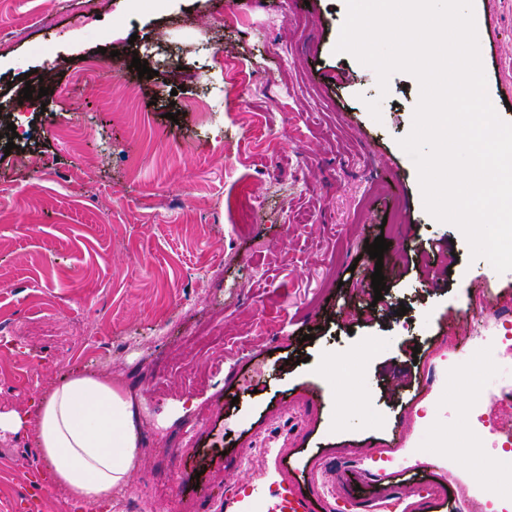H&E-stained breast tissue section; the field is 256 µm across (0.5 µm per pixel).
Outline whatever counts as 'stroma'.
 I'll use <instances>...</instances> for the list:
<instances>
[{
  "mask_svg": "<svg viewBox=\"0 0 512 512\" xmlns=\"http://www.w3.org/2000/svg\"><path fill=\"white\" fill-rule=\"evenodd\" d=\"M473 7L487 93L512 123V0ZM346 13L0 0V412L76 372L119 384L140 457L120 503L172 469L180 487L153 512H266L259 484L300 487L316 512H491L512 497V472L491 482L441 456L470 439L504 449L512 410L490 398L512 387V271L426 212L398 144L418 83L396 72L380 92L336 52ZM27 85L48 94L24 99ZM380 235L378 265L365 246ZM481 282L497 306L475 305ZM46 469L33 428L0 437V507ZM354 470L375 499L355 495Z\"/></svg>",
  "mask_w": 512,
  "mask_h": 512,
  "instance_id": "obj_1",
  "label": "stroma"
}]
</instances>
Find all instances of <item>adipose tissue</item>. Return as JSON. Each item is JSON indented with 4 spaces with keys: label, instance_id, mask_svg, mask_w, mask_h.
I'll list each match as a JSON object with an SVG mask.
<instances>
[{
    "label": "adipose tissue",
    "instance_id": "1",
    "mask_svg": "<svg viewBox=\"0 0 512 512\" xmlns=\"http://www.w3.org/2000/svg\"><path fill=\"white\" fill-rule=\"evenodd\" d=\"M133 403L111 381L76 375L38 399L33 414L0 412V431L34 424L54 484L85 505L123 492L139 463Z\"/></svg>",
    "mask_w": 512,
    "mask_h": 512
}]
</instances>
